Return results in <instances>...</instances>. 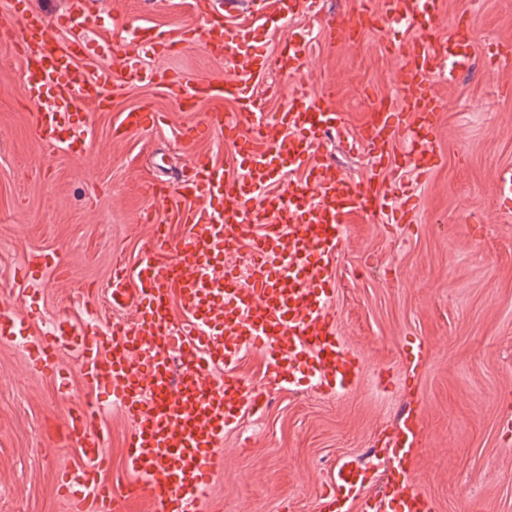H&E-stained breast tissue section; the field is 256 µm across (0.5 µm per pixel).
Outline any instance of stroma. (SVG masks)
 I'll return each mask as SVG.
<instances>
[{
  "mask_svg": "<svg viewBox=\"0 0 512 512\" xmlns=\"http://www.w3.org/2000/svg\"><path fill=\"white\" fill-rule=\"evenodd\" d=\"M70 2L31 0L29 7L52 23L57 45L82 43L81 68L116 74L130 53L147 77L109 84L108 108L77 101L76 119L91 128L82 152L48 149L34 131L21 58L0 41V308L32 337L111 326L118 318L106 296L113 260L135 266L153 237L147 208L168 216L162 199H146V184L172 186L194 156L220 165L233 148L213 136L186 142L182 129L200 124L211 102L197 100L186 111L155 81L171 71L230 78L231 63L199 47L164 52L141 37L146 28L171 36L202 28L193 0H95L79 29L59 22ZM320 9V16L302 12L284 22L238 0L224 21L255 27L272 57L291 31H306V70L291 79L274 69L256 75L257 106L277 112L294 90L314 97L333 85L345 128L321 153L362 179L374 165L360 139L369 101L399 91L401 61L388 46L416 30L394 25L355 44L332 41L325 16H356L360 0H321ZM438 10L431 41L445 42L449 18L462 14L478 39L470 72L451 85L431 78L446 103L436 166L424 178L400 170L406 141L397 139L380 176L382 193L397 194L396 204L379 216H354L333 264L331 311L363 361L360 380L343 395L271 389L260 414L225 432L202 512H319L318 495L344 456L369 465L362 497L394 479L415 484L435 512H512V208L496 192L499 175L512 169V65H490L491 51L512 43V0H440ZM136 106L160 113L161 124L114 138L121 113ZM44 255L60 271L21 278L29 260ZM419 340L427 345L421 354ZM59 359L67 370L62 384L35 370L22 345L0 344V512H71L58 480L80 464V450L58 434L86 389L76 355L64 351ZM407 412L424 427L414 463L400 468L386 438ZM103 424L111 460L103 478L118 490L127 479L131 427L116 408Z\"/></svg>",
  "mask_w": 512,
  "mask_h": 512,
  "instance_id": "stroma-1",
  "label": "stroma"
}]
</instances>
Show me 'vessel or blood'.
Here are the masks:
<instances>
[{"mask_svg":"<svg viewBox=\"0 0 512 512\" xmlns=\"http://www.w3.org/2000/svg\"><path fill=\"white\" fill-rule=\"evenodd\" d=\"M438 0H382L377 24L416 28V38L399 44L402 95L395 103L368 113L362 124L377 170L396 137L408 142L406 158L419 175L429 174L437 154L434 118L445 108L430 80L443 74L454 81L471 67L474 28L466 21L448 23V38L434 45L424 35L437 19ZM312 0H256L257 12L271 9L288 18L308 9ZM207 22L201 33L187 34L205 51L231 60L233 78L202 80L199 91L216 100L240 104L234 117L210 114L204 128L224 136L234 148L223 165L205 158L191 162L177 186L147 185L162 197L183 224V236L169 240L158 228L134 272L118 266L108 301L114 310L131 311L132 320H115L110 331L73 336H42L28 344L42 371L63 375L58 352L73 349L87 390L111 391L112 404L131 424L125 460L132 475L115 495L101 473L107 464L103 410L93 400L69 409L62 438L80 448V465L66 473L63 488L74 498V512H122L123 497L147 500L153 512H198L203 489L223 453L224 433L242 416L263 407L262 387L244 386L236 375L244 351L260 353L267 383L297 391L347 393L362 363L339 336L330 311L336 293L331 265L347 236L351 217L360 210L383 213L375 174L367 181L337 171L320 153L322 139L341 130L339 113L328 111L335 94L324 87V107L295 92L282 111H256L250 82L269 69L283 76L305 67L309 45L294 31L277 58L260 50L252 27L228 26L214 15L209 0H196ZM33 79L24 92L32 100L50 96L55 107L35 113V133L44 146L75 149L86 129L74 126L69 108L73 93L101 100L109 72L90 75L75 69L68 52L55 49L42 14L29 12L20 28L0 27ZM157 113L124 112L118 124L129 133L158 124ZM299 171L275 195L267 187L285 168ZM244 253L247 279L225 267L227 256ZM181 320H174L172 307ZM421 422L406 418L391 447L398 464L416 456ZM365 476L352 457L341 458L319 500L322 512H334L338 500L358 502L360 512H431L425 494L411 483L394 482L374 498L360 499Z\"/></svg>","mask_w":512,"mask_h":512,"instance_id":"1","label":"vessel or blood"}]
</instances>
